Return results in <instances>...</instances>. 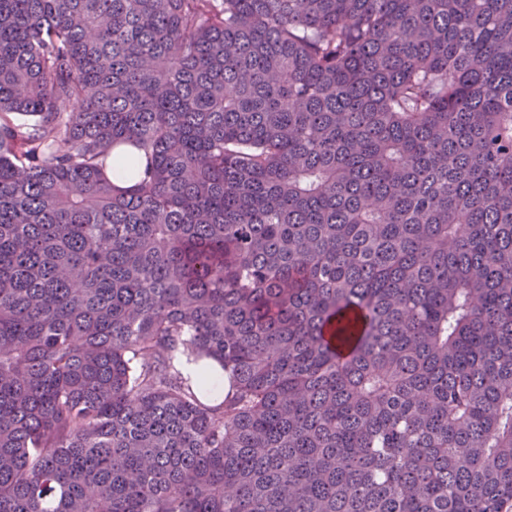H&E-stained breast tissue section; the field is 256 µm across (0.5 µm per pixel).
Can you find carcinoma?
I'll return each mask as SVG.
<instances>
[{
    "label": "carcinoma",
    "instance_id": "obj_1",
    "mask_svg": "<svg viewBox=\"0 0 512 512\" xmlns=\"http://www.w3.org/2000/svg\"><path fill=\"white\" fill-rule=\"evenodd\" d=\"M0 512H512V0H0ZM182 370L185 375L192 379H197L199 381L205 380L206 386L209 389H214L216 392L224 393V390L228 386L227 380L224 377V371L217 370L216 372H211L200 364L194 363L193 361H187L186 358H183L182 360Z\"/></svg>",
    "mask_w": 512,
    "mask_h": 512
}]
</instances>
